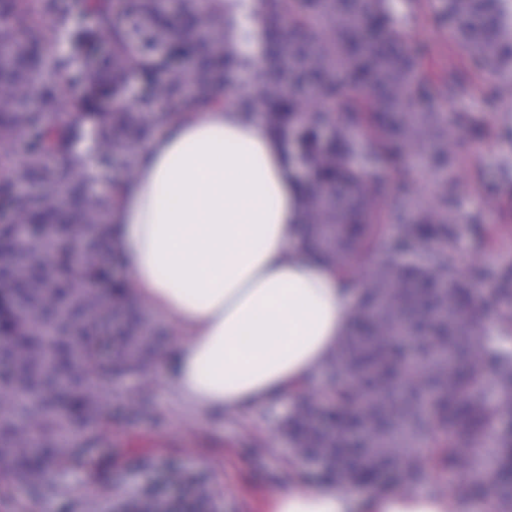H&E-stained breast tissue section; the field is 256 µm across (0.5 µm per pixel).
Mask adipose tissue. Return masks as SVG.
I'll use <instances>...</instances> for the list:
<instances>
[{
  "label": "adipose tissue",
  "instance_id": "ef3b65f1",
  "mask_svg": "<svg viewBox=\"0 0 512 512\" xmlns=\"http://www.w3.org/2000/svg\"><path fill=\"white\" fill-rule=\"evenodd\" d=\"M135 161L109 221L129 292L181 329L162 357L177 400L199 414L258 407L326 369L355 293L305 253L302 192L282 140L224 98L170 121ZM271 512L465 510L435 492L361 497L291 481Z\"/></svg>",
  "mask_w": 512,
  "mask_h": 512
}]
</instances>
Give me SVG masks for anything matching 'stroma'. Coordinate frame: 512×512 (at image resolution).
Here are the masks:
<instances>
[{
  "label": "stroma",
  "instance_id": "1",
  "mask_svg": "<svg viewBox=\"0 0 512 512\" xmlns=\"http://www.w3.org/2000/svg\"><path fill=\"white\" fill-rule=\"evenodd\" d=\"M436 12V0H400L396 10L399 34L424 49L426 68L467 76L465 91L447 104L448 145L460 158L455 253L466 273L512 255V81L465 57ZM104 400L108 418L97 447L53 473V492L31 494L0 464V512H114L126 502L177 496L203 512H264L269 495L294 475L296 459L280 430L289 401L200 415L175 398L158 364L149 376L114 380Z\"/></svg>",
  "mask_w": 512,
  "mask_h": 512
}]
</instances>
